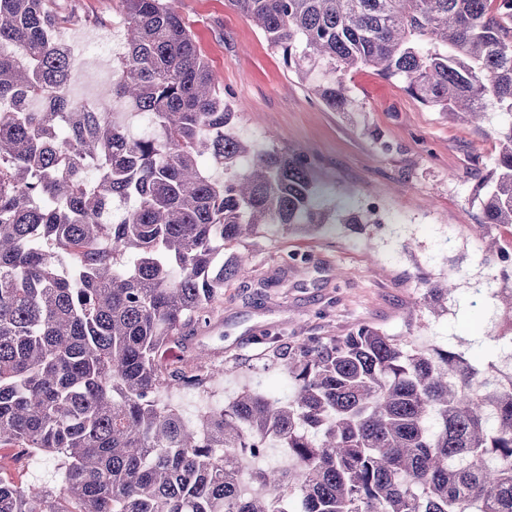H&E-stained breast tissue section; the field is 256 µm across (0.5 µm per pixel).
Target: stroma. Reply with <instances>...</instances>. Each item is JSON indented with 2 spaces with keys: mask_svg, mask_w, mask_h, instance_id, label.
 Masks as SVG:
<instances>
[{
  "mask_svg": "<svg viewBox=\"0 0 512 512\" xmlns=\"http://www.w3.org/2000/svg\"><path fill=\"white\" fill-rule=\"evenodd\" d=\"M52 6L79 21L66 38L89 44L75 94L109 101L118 57L107 40L124 32L117 0H52ZM176 10L237 112L238 134L306 155L319 207L375 217L360 233L337 224L289 236L269 226L221 249V263L248 253L250 273L225 281L208 321L185 328L158 355L162 368L210 374L205 389H180L182 414L197 419L210 399L231 398L254 382L287 399L291 385L271 362L273 347L343 336L363 324L410 333L421 343H460L470 356L491 359L496 350L487 334L499 313L472 289L456 290L448 315L424 316L413 329L407 321L418 309V277L447 269L449 238L480 214L473 187L495 165L504 117L476 129L421 105L398 80L368 67L345 74L353 104L333 112L313 94L322 67L301 77L288 70L281 52L229 0H176ZM201 349L207 356L200 363L194 354ZM60 466L55 456L30 461L19 449L0 447V478L18 486L56 485Z\"/></svg>",
  "mask_w": 512,
  "mask_h": 512,
  "instance_id": "35a3bbf8",
  "label": "stroma"
}]
</instances>
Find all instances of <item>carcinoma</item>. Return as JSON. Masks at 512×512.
Listing matches in <instances>:
<instances>
[{
  "label": "carcinoma",
  "mask_w": 512,
  "mask_h": 512,
  "mask_svg": "<svg viewBox=\"0 0 512 512\" xmlns=\"http://www.w3.org/2000/svg\"><path fill=\"white\" fill-rule=\"evenodd\" d=\"M118 2L112 97L151 114L153 137L74 97L77 64L51 38L72 17L0 0V447L62 459L54 489L0 481V512H512V378L456 348L364 325L273 349L286 401L242 389L195 422L162 402L208 378L156 354L246 272L218 248L328 217L304 160L237 135L171 0ZM487 2L230 0L297 74L325 65L314 92L335 112L344 75L373 67L478 128L490 108L508 117L475 189L494 251L512 227V0L497 17ZM419 288L448 313L452 276ZM474 292L512 316V284ZM270 445L288 464L235 465Z\"/></svg>",
  "instance_id": "cac0c4a2"
}]
</instances>
